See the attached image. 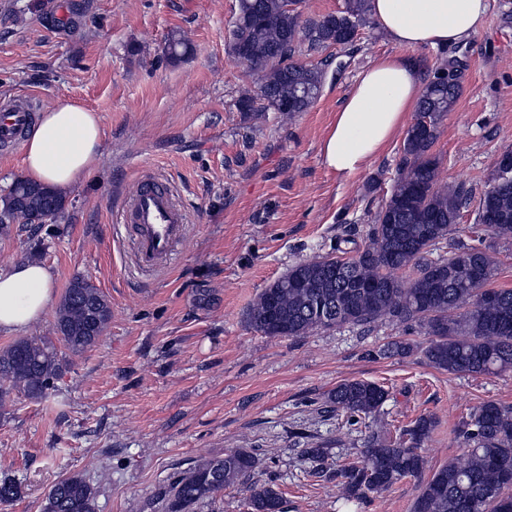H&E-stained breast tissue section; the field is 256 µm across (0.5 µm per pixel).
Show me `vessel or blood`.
<instances>
[{"label":"vessel or blood","mask_w":512,"mask_h":512,"mask_svg":"<svg viewBox=\"0 0 512 512\" xmlns=\"http://www.w3.org/2000/svg\"><path fill=\"white\" fill-rule=\"evenodd\" d=\"M31 103L0 105V146L19 147L33 119ZM119 221L124 224L132 251L134 267L148 272L164 268L182 239L187 213L174 192L155 174H143L126 198Z\"/></svg>","instance_id":"obj_1"}]
</instances>
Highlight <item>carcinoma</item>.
I'll list each match as a JSON object with an SVG mask.
<instances>
[{
	"label": "carcinoma",
	"mask_w": 512,
	"mask_h": 512,
	"mask_svg": "<svg viewBox=\"0 0 512 512\" xmlns=\"http://www.w3.org/2000/svg\"><path fill=\"white\" fill-rule=\"evenodd\" d=\"M228 53L259 77L258 92L236 101L239 111L256 119L273 110L284 119L310 109L318 99L325 72L295 60L300 44L312 48L344 46L349 35L369 22L370 0H345L344 9L316 20H302L286 0H238ZM460 62L452 58L435 69L420 98L417 117L407 131L390 195L369 232L368 242L336 241V255L315 256L292 266L255 299L248 320L267 336L297 338L343 325L366 327L388 318L431 336L424 356L450 374L490 375L512 369V289L492 288L494 261L485 248L462 244L446 259L428 260L430 248L447 238L470 199L463 184L440 185L431 149L440 123L452 111L460 89ZM65 196L56 188L18 177L0 197V229L37 224L49 213L59 218ZM476 221L498 238H512V180L492 173L480 197ZM415 269L408 278L395 272ZM112 318L106 296L89 280L74 278L55 314L58 340L72 355L94 347ZM409 342L396 340L378 356H406ZM62 360L46 341L24 338L0 350V407L12 391L46 399L60 377ZM386 390L352 379L336 385L326 403L364 422L368 437L352 461L336 470V486L349 498H366L403 479L419 480L412 512H512V406L486 402L473 410L463 437L465 459L421 479L419 452L434 421L419 417L397 441H382L366 419L378 412ZM315 466L311 475H327V449H306ZM258 463L245 450L222 458H201L160 492L166 512H193L195 506L250 476ZM250 512H282V498L271 486H248ZM18 482L0 478V502L19 495ZM41 512H96V491L79 476L60 480Z\"/></svg>",
	"instance_id": "cac0c4a2"
}]
</instances>
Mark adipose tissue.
I'll return each mask as SVG.
<instances>
[{
	"mask_svg": "<svg viewBox=\"0 0 512 512\" xmlns=\"http://www.w3.org/2000/svg\"><path fill=\"white\" fill-rule=\"evenodd\" d=\"M381 31L406 48L453 47L484 26L489 0H370ZM422 94L418 70L401 56L374 61L357 77L323 143L324 162L350 175L378 155L407 123ZM103 137L97 113L67 100L42 112L24 143L28 179L54 187L74 186L100 165ZM48 267L26 262L0 273V331L15 332L51 305Z\"/></svg>",
	"mask_w": 512,
	"mask_h": 512,
	"instance_id": "1",
	"label": "adipose tissue"
}]
</instances>
